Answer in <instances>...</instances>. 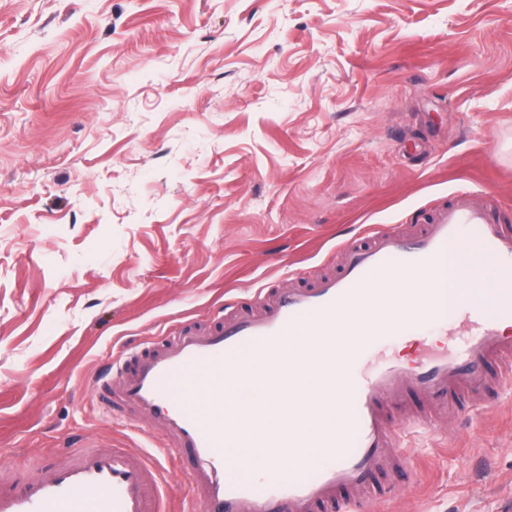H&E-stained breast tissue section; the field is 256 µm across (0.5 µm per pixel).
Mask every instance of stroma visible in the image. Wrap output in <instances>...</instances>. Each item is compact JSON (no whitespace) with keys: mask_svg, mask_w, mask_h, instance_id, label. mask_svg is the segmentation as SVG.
Segmentation results:
<instances>
[{"mask_svg":"<svg viewBox=\"0 0 512 512\" xmlns=\"http://www.w3.org/2000/svg\"><path fill=\"white\" fill-rule=\"evenodd\" d=\"M462 192L512 221V0H0V462L102 441L180 512L192 463L92 379ZM472 410L411 432L386 512H512V388Z\"/></svg>","mask_w":512,"mask_h":512,"instance_id":"1","label":"stroma"}]
</instances>
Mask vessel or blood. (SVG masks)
I'll list each match as a JSON object with an SVG mask.
<instances>
[{"mask_svg": "<svg viewBox=\"0 0 512 512\" xmlns=\"http://www.w3.org/2000/svg\"><path fill=\"white\" fill-rule=\"evenodd\" d=\"M339 254V273L260 290L254 307L226 316L219 329L180 330L134 364L115 362L112 381L93 383L105 412H132L160 429L168 453L192 460V502L202 512H378L415 472L401 430L432 424L436 412L468 413L474 395L512 381V225L473 195L438 205L424 224L371 225L364 243L341 246ZM450 256L468 284L486 292L453 305L467 324L461 349L367 371L372 342L360 341L341 364L340 423L316 435L315 455L260 474L228 458L247 432L224 421L225 374L244 379L254 363L272 374L291 364L307 368V361L290 362L289 337L305 335L326 351L337 314L388 298L385 277L407 269L433 276ZM449 307L446 289H432L399 326L422 335L423 323L446 318ZM165 481L126 449L89 442L38 475L0 477V512H162Z\"/></svg>", "mask_w": 512, "mask_h": 512, "instance_id": "obj_1", "label": "vessel or blood"}]
</instances>
